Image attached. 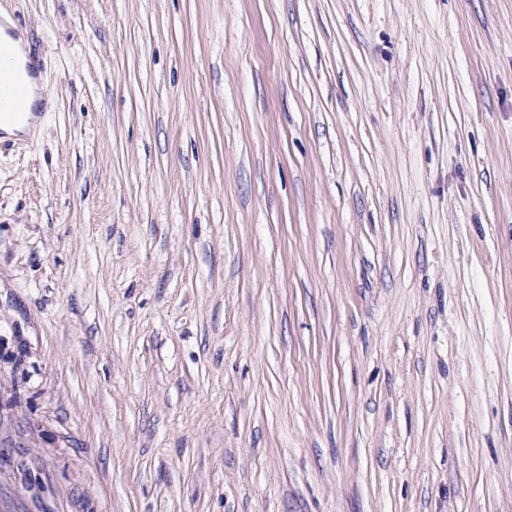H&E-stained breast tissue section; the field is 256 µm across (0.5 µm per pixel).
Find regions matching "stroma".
Instances as JSON below:
<instances>
[{
	"instance_id": "obj_1",
	"label": "stroma",
	"mask_w": 512,
	"mask_h": 512,
	"mask_svg": "<svg viewBox=\"0 0 512 512\" xmlns=\"http://www.w3.org/2000/svg\"><path fill=\"white\" fill-rule=\"evenodd\" d=\"M0 512H512V0H0ZM17 38L19 49L18 54V74L24 78L30 88V110L29 115L22 121H12L4 119L0 124V130L8 136H17L29 130L36 117L31 112H36L38 103L41 101L39 93L38 77L27 73L24 68L27 61V52L25 51V40L20 32L19 36L11 34L10 39L0 38V112L2 115H23L29 108L28 94L24 83L12 77L8 71L12 65L16 51L12 40Z\"/></svg>"
}]
</instances>
